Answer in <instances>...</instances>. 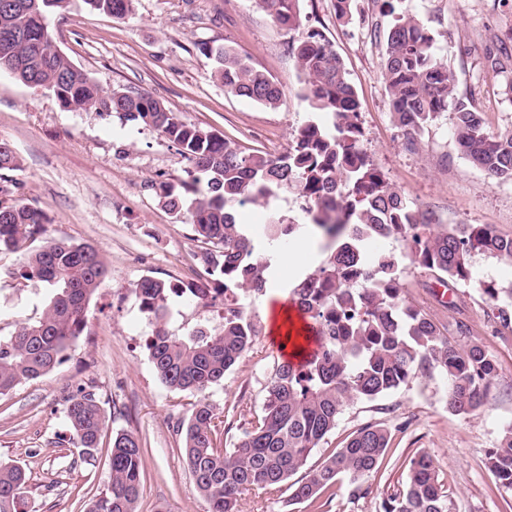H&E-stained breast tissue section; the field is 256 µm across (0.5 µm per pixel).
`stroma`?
<instances>
[{
  "mask_svg": "<svg viewBox=\"0 0 512 512\" xmlns=\"http://www.w3.org/2000/svg\"><path fill=\"white\" fill-rule=\"evenodd\" d=\"M404 8L435 33L436 54L456 75L458 95L467 97L492 131L512 130V99L505 72L489 57L512 50V0H404ZM392 23L380 0H355L350 22L337 19L334 0H300L298 26H281L260 0H134L132 14L115 18L83 0L49 18L62 50L106 91H136L162 101L181 120L231 138L243 149L279 153L296 128L328 121L302 93L293 47L311 28L324 33L343 60L360 103L365 146L374 162L405 196L444 224H490L512 234V181H497L456 149L450 115H442L407 149L393 122L381 78L383 38ZM233 47L283 91L277 108L228 94L214 76L212 48ZM0 139L22 160L13 179L18 197L47 218L44 241L67 240L96 247L109 274L90 302L86 326L62 364L45 376L0 396V461L23 468L29 512H86L110 477L112 437L129 431L143 444L142 491L136 512H208L182 456L173 425L188 416L192 395L165 388L149 360L145 339L152 326L134 289L145 277L172 283L207 282L197 256L205 245L185 219L158 201L159 182L179 183L189 163L158 132L122 122L108 112L63 108L50 93L33 90L0 71ZM24 252L0 251V336L22 322L38 320L52 290L22 277ZM402 286L409 300L429 307L441 326L462 320L475 340L495 354L499 385L477 412L449 411L445 381H414L373 401H360L340 418L316 448V465L342 448L360 425L383 420L392 441L381 467L367 478L368 495L349 499V486L334 494L288 504L287 492H245L241 512H379V502L406 477V463L419 450L432 457L448 490L450 512H512V492L499 487L488 454L504 425L512 423V340L493 336L486 324L491 303L484 283L512 281V267L482 254L473 258L471 281L458 286L467 298L456 309L438 302L427 278L402 258ZM276 276L264 296L241 295L259 326L245 357L222 384L206 392L219 419L231 426L227 442L260 412L264 385L280 350L273 342L265 304L287 295ZM212 311L174 297L168 327L184 335L197 325L220 327ZM95 391L106 429L93 461L70 441L64 417L67 399L79 389Z\"/></svg>",
  "mask_w": 512,
  "mask_h": 512,
  "instance_id": "obj_1",
  "label": "stroma"
}]
</instances>
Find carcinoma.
I'll return each mask as SVG.
<instances>
[{
	"label": "carcinoma",
	"mask_w": 512,
	"mask_h": 512,
	"mask_svg": "<svg viewBox=\"0 0 512 512\" xmlns=\"http://www.w3.org/2000/svg\"><path fill=\"white\" fill-rule=\"evenodd\" d=\"M73 0H0V70L34 90L52 94L74 111L114 112L126 123L144 125L172 142L188 160V180L180 186L161 182L159 203L184 217L209 248L199 260L212 286L171 283L145 277L135 288L154 329L146 342L161 383L171 391L196 396L190 414L176 424L181 454L208 512H240L246 490H290L292 501L316 499L346 480L350 497L368 494L365 479L378 470L389 448L390 429L381 422L361 425L339 451L319 466H308L312 452L335 429L344 411L358 400H375L414 380L439 373L447 381L448 410L476 412L497 387L494 354L471 339L472 328L455 324L451 339L432 314L406 296L403 269L394 254L373 261L372 240L401 244L411 264L439 286L454 291L472 278V257L487 254L512 265V235L488 224H441L411 203L371 160L363 146L360 101L343 60L318 30L293 47L310 106L331 115L329 125L309 120L294 131L288 149L274 155L244 152L239 145L200 126L182 121L161 101L134 91L107 93L79 70L55 41L48 17L67 10ZM92 9L124 17L133 0H83ZM300 0H261L278 23H299ZM393 23L385 35L381 76L393 121L407 147L442 114L452 112L457 150L489 177L512 181V131L494 133L472 103L456 92V77L435 54V36L402 0H382ZM215 76L227 92L275 108L282 92L274 80L230 47L210 50ZM12 145L0 140V251H18L43 233L42 210L14 198L18 183L8 173L20 169ZM301 201L305 223L323 244L312 271L289 291L310 325L315 348L298 362L272 366L259 413L240 437L221 447L215 408L205 392L248 352L256 323L240 295L265 294L267 277L283 248L300 229L295 219L271 214L261 243L238 222L248 204H268L282 192ZM193 194L185 204V194ZM108 272L99 250L86 244L52 241L29 251L25 276L47 283L54 294L42 316L0 336V396L37 380L61 364L83 332L89 303ZM484 292L496 302L492 333L512 337V284ZM224 295V323L203 325L187 335L166 326L168 301H200ZM65 418L72 443L91 458L106 426L97 394L83 391L67 400ZM489 467L499 486L512 490V424L502 430ZM144 468L143 448L132 432L112 436L110 481L87 512H136ZM301 479L288 483L294 475ZM27 476L0 462V512H22ZM381 512H449L448 494L431 456L424 450L409 460L405 481L381 502Z\"/></svg>",
	"instance_id": "obj_1"
}]
</instances>
